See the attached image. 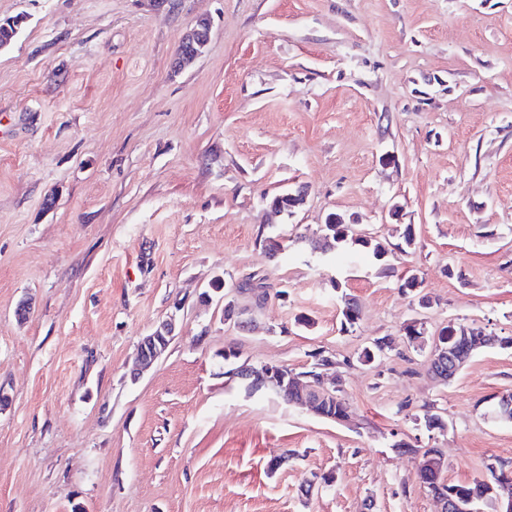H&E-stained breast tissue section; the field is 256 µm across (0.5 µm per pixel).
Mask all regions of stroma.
<instances>
[{"mask_svg":"<svg viewBox=\"0 0 512 512\" xmlns=\"http://www.w3.org/2000/svg\"><path fill=\"white\" fill-rule=\"evenodd\" d=\"M14 17L0 512H441L419 450H440L451 484L512 471V424L491 413L512 347L437 383L397 286L412 272L431 296L426 340L451 323L512 336V0H0ZM203 17L204 54L174 70ZM332 213L390 245L413 225L416 245L386 277L365 255L336 263L309 245ZM278 234L293 244L273 259ZM252 277L274 296L240 291ZM345 296L361 308L346 331ZM169 319L167 352L132 378ZM318 350L350 423L228 376L305 372ZM173 333L172 323L166 321L157 325L149 335L142 338L131 370L135 379L164 355L173 340Z\"/></svg>","mask_w":512,"mask_h":512,"instance_id":"stroma-1","label":"stroma"}]
</instances>
